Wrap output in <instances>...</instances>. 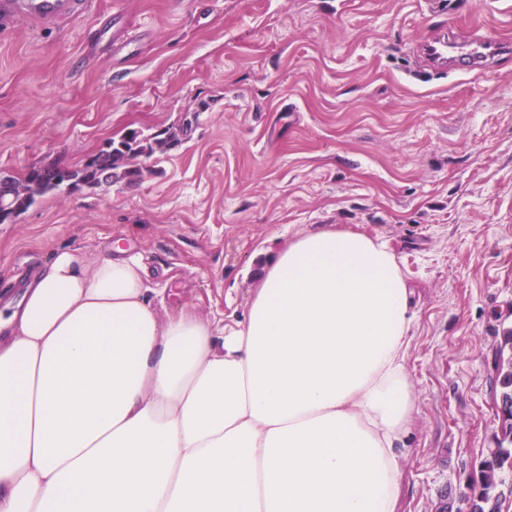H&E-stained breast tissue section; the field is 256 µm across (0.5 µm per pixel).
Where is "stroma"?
Masks as SVG:
<instances>
[{
  "instance_id": "obj_1",
  "label": "stroma",
  "mask_w": 512,
  "mask_h": 512,
  "mask_svg": "<svg viewBox=\"0 0 512 512\" xmlns=\"http://www.w3.org/2000/svg\"><path fill=\"white\" fill-rule=\"evenodd\" d=\"M479 26L512 41V0H87L0 14V172L75 165L188 112L187 142L136 185L41 198L0 224V301L59 246L138 256L160 317L233 325L260 254L337 224L379 238L413 290L401 512L459 498L500 420L512 326V54L427 74L418 45Z\"/></svg>"
}]
</instances>
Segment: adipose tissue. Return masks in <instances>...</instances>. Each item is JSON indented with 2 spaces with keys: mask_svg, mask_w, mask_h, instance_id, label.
<instances>
[{
  "mask_svg": "<svg viewBox=\"0 0 512 512\" xmlns=\"http://www.w3.org/2000/svg\"><path fill=\"white\" fill-rule=\"evenodd\" d=\"M149 294L69 246L0 309V512H398L413 290L383 243L290 237L231 326Z\"/></svg>",
  "mask_w": 512,
  "mask_h": 512,
  "instance_id": "obj_1",
  "label": "adipose tissue"
}]
</instances>
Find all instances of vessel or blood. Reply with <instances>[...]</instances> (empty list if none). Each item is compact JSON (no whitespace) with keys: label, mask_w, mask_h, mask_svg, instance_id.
Masks as SVG:
<instances>
[{"label":"vessel or blood","mask_w":512,"mask_h":512,"mask_svg":"<svg viewBox=\"0 0 512 512\" xmlns=\"http://www.w3.org/2000/svg\"><path fill=\"white\" fill-rule=\"evenodd\" d=\"M86 0H0V13L21 11L36 16L62 15L82 10ZM431 66L438 71L457 63L472 69L487 67L490 59L512 53V42L481 29L465 33L454 30L431 37L422 47Z\"/></svg>","instance_id":"1"}]
</instances>
